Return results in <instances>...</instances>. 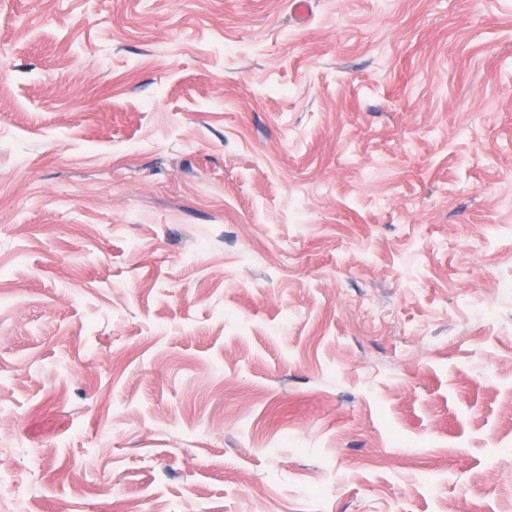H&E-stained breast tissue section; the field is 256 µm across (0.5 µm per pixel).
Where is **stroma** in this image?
Segmentation results:
<instances>
[{"label":"stroma","mask_w":512,"mask_h":512,"mask_svg":"<svg viewBox=\"0 0 512 512\" xmlns=\"http://www.w3.org/2000/svg\"><path fill=\"white\" fill-rule=\"evenodd\" d=\"M0 512H512V0H0Z\"/></svg>","instance_id":"obj_1"}]
</instances>
